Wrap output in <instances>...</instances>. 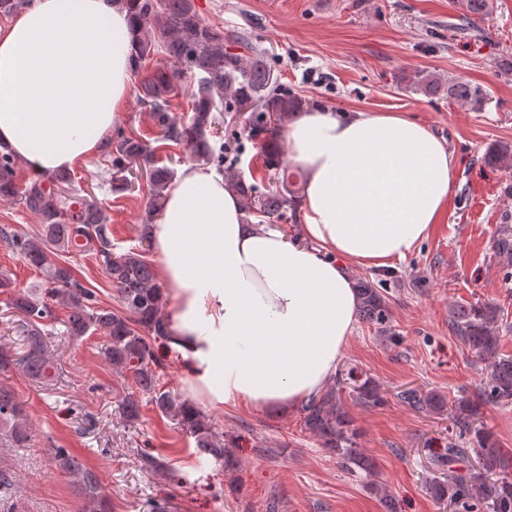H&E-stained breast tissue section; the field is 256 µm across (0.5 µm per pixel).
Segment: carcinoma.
Segmentation results:
<instances>
[{"instance_id": "obj_1", "label": "carcinoma", "mask_w": 512, "mask_h": 512, "mask_svg": "<svg viewBox=\"0 0 512 512\" xmlns=\"http://www.w3.org/2000/svg\"><path fill=\"white\" fill-rule=\"evenodd\" d=\"M461 18L470 24L489 11V0H457ZM133 25L130 45L134 68H139L158 49H164L172 69L158 68L140 84L138 103L151 112L160 128L162 139L183 145L196 161L224 169V152L214 153L208 136L215 124L217 112H243L255 103L250 139L264 136L265 167L281 189L263 190L248 184L234 170L224 173L227 188L244 200L247 216L258 223H271L287 210H296L302 193V183L294 171L282 162L278 132L302 101L279 94L274 87L271 68L262 55L251 56L235 51L248 47L245 37L224 36V32L202 22L194 0H128ZM189 74L196 78L191 93L192 115L186 121L171 113L172 100L181 85L180 78ZM448 95L464 102L482 100L479 89L464 82H448ZM116 190L129 189L127 173L136 166L145 170L150 191L146 221L140 225L139 246L124 253L114 252L109 217L92 199L69 190H54L57 183L71 184V177L55 175L49 179L30 177L24 187H18V158L9 151H0V200L16 201L41 218L40 229L28 236L0 229V240L29 266L39 271L47 288L44 296L57 299L68 309L63 321L66 334L81 337L96 332L103 339L102 354L112 369L134 384L136 390L151 395V404L163 416L175 421L194 438L201 454L223 465L233 447L230 435L214 430L207 417L182 396L160 387L163 375L154 343L165 339L167 327L161 313L162 290L153 266L145 259V245L150 241V225L162 208L164 191L173 176V169L157 161L155 149L136 136L118 132L103 146ZM495 255L505 267L512 268V229L500 231L494 241ZM63 253L92 255L103 267L112 283L122 310L115 312L98 305L95 292L78 282ZM360 315L379 332H390L389 301L384 290L372 284H359ZM11 309L25 318L22 325V353L14 358L0 352V370L8 371L19 365L35 377H51L52 365L42 322L54 319L51 304L43 296L29 291L17 293ZM497 309L485 305L460 306L453 312L451 329L463 343L488 361L489 373L482 395L499 404H512V355L499 352L500 336L493 324ZM353 385L357 398L366 406L382 401L370 379L360 380L357 368L347 371V377L329 386L319 397L303 407L304 427L317 437L329 453L336 456L341 468L351 474L372 476L374 463L358 448L357 429L340 401L343 384ZM397 397L418 411H441L444 397L434 391L423 392L407 388ZM460 434L470 435L481 447H490L492 435L468 424L460 425ZM32 438L28 414L13 392L0 386V444L11 448H27ZM50 458L61 471L74 478L83 502V512H108L106 498L98 474L64 448L48 449ZM464 449L450 443L431 453L429 463L441 472L427 484V491L437 502L453 505L456 512H512V460L495 454L486 457L484 472L461 471ZM499 473L490 483H483V473Z\"/></svg>"}]
</instances>
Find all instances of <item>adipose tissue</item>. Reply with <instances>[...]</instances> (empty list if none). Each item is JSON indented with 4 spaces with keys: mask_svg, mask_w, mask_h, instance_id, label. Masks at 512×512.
<instances>
[{
    "mask_svg": "<svg viewBox=\"0 0 512 512\" xmlns=\"http://www.w3.org/2000/svg\"><path fill=\"white\" fill-rule=\"evenodd\" d=\"M125 0H35L0 28V145L42 176L97 156L131 87ZM305 174L297 245L244 221L205 166L152 227L166 344L206 406L283 414L325 387L357 320L352 268L405 258L442 217L457 158L399 114L315 109L289 125Z\"/></svg>",
    "mask_w": 512,
    "mask_h": 512,
    "instance_id": "obj_1",
    "label": "adipose tissue"
}]
</instances>
